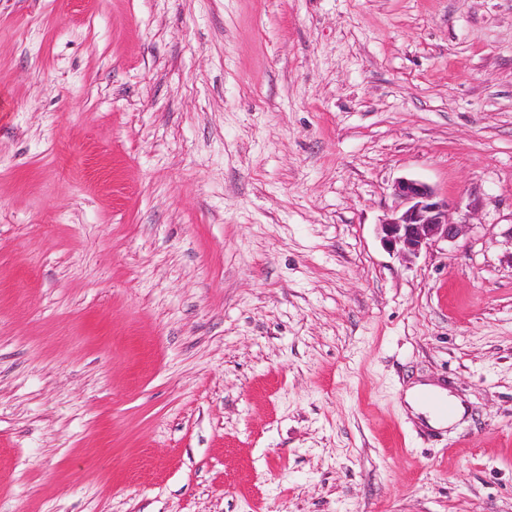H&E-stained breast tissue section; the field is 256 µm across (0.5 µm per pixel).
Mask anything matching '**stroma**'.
Instances as JSON below:
<instances>
[{
  "instance_id": "stroma-1",
  "label": "stroma",
  "mask_w": 512,
  "mask_h": 512,
  "mask_svg": "<svg viewBox=\"0 0 512 512\" xmlns=\"http://www.w3.org/2000/svg\"><path fill=\"white\" fill-rule=\"evenodd\" d=\"M0 512H512V0H0ZM393 195L398 204L392 216L379 224V231L382 242L406 258H416L441 242H455L472 225L469 205L462 211L460 203L450 204L420 180L399 179ZM452 209L459 214L458 221L450 220ZM424 394L432 395L433 397L440 400H446V396L439 389H436L431 386H417L411 388L408 391L407 401L409 402L410 406L414 409H419L422 412H428L429 417L431 419V423H435L437 425H444L445 423H448L454 418L459 417L463 412V409L460 406H456L455 404L451 403L453 407L452 414L448 415V417L439 416L432 409L425 407L421 403L420 399Z\"/></svg>"
}]
</instances>
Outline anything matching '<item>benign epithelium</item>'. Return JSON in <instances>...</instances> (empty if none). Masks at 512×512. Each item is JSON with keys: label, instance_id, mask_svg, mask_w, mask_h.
<instances>
[{"label": "benign epithelium", "instance_id": "obj_1", "mask_svg": "<svg viewBox=\"0 0 512 512\" xmlns=\"http://www.w3.org/2000/svg\"><path fill=\"white\" fill-rule=\"evenodd\" d=\"M393 195L397 206L392 216L379 225V231L382 242L406 258H416L441 242H454L470 228L469 211L439 197L420 180L399 179ZM452 210L459 214V220H450Z\"/></svg>", "mask_w": 512, "mask_h": 512}]
</instances>
